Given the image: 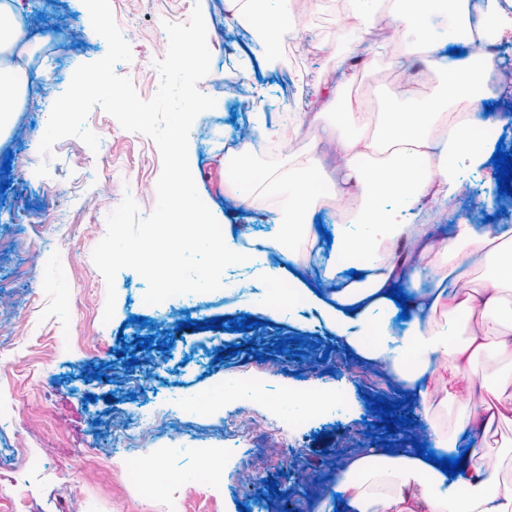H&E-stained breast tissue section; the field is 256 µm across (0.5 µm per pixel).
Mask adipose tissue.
<instances>
[{
	"label": "adipose tissue",
	"instance_id": "ef3b65f1",
	"mask_svg": "<svg viewBox=\"0 0 512 512\" xmlns=\"http://www.w3.org/2000/svg\"><path fill=\"white\" fill-rule=\"evenodd\" d=\"M436 0H398L390 13H380L377 0H362L339 65H346L363 31L379 24L417 27L421 38L417 55L427 72L440 77L435 97L408 100L381 112H348L347 88L354 74H344L336 97L323 105L310 121L314 140L334 144L336 165L326 173L321 159L309 154L289 159L272 169L257 168L249 147L236 153L228 186L236 198H277L282 222L291 242L285 264L269 265L264 252L239 250L232 235L224 237V255L239 264L262 265L266 279L280 285L287 263L301 264L315 239L311 224L320 195H336L342 180L357 182L359 205L349 217L352 230H339L337 250L358 249L365 254L367 277L336 291L334 305L324 307L326 319L337 335L359 355L384 366L407 386L421 378L447 372L448 383L439 391L421 390L422 411L430 415L446 409L459 382L476 405L460 414L455 434L471 437L462 463L463 473L449 477L417 454L396 448L391 453L359 454L345 466L336 486L352 512H512V483L491 467L481 448L497 432L499 421L512 416V226L471 224L457 227L454 242L443 248L428 244L429 225L415 223L422 202L444 203L462 186L458 174L487 166L492 142L479 138L482 123L477 111L500 77L490 54L478 50L451 65L439 50L458 37L460 22L475 21L478 35L490 40L512 31V11L498 0L471 7L469 0H451V13L443 25L431 22ZM238 16L248 17L254 28L275 37L292 36L290 10L281 0L276 11L263 0H240ZM22 27L14 0H0V123L21 106L27 92L24 70L12 61ZM417 234L425 245L419 260L438 279L434 295L419 306L400 339H393L391 319L399 309L388 298L395 266L380 251L383 242ZM480 273L482 285L465 292L446 293L448 274L464 278ZM447 307L456 330L438 332L433 314ZM494 364L492 378H473L478 364Z\"/></svg>",
	"mask_w": 512,
	"mask_h": 512
}]
</instances>
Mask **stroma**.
<instances>
[{
	"label": "stroma",
	"instance_id": "stroma-1",
	"mask_svg": "<svg viewBox=\"0 0 512 512\" xmlns=\"http://www.w3.org/2000/svg\"><path fill=\"white\" fill-rule=\"evenodd\" d=\"M26 39L34 45L25 65L31 87L20 112L0 130V160L11 161L10 171L0 170V291L10 303L0 311V347H8L9 364H0V403L13 389L34 387L37 400L22 414L0 417V512H14L18 493L26 495V512H173L163 492L146 493V476L153 463L184 474L176 490L191 512H239L242 489L236 466L254 462V494L265 493L266 479L277 480L280 491L287 481L278 477L284 460L306 470L297 492L319 489L316 512H344L346 502L337 497L329 479L328 451L354 448L357 432L373 419L367 397H392L394 380L380 364H367L352 354L345 342L331 333L320 309L297 312L275 304L267 325L243 333L223 329H178V321H204L237 317L250 311L252 299L268 290L259 268L228 266L219 290L196 294L193 302L173 299L162 314L144 302L147 283L133 269L125 268L115 279L116 304L110 321L102 310L79 309L78 289L103 276L92 260V251L107 230V216L132 195L142 213L156 205V183L162 170L160 153L149 137L124 130L101 109H93L87 126L99 137V148L90 151L76 137L59 140L53 156L42 159L40 141L50 113L37 99L59 98L69 87L75 70L103 58L106 40L97 34L83 0H21ZM115 21L129 42L132 60L118 63L115 71L128 77L142 99H151L159 86L155 63L168 49L163 22L189 20L200 7L205 25L220 53L215 67L199 82L206 95L223 100L224 109L200 113L194 120L188 148L199 173L197 189L216 220L227 221L237 244L274 233L281 214L276 203L239 204L224 190H210L204 173L225 167L227 149L256 138L251 119L255 110L286 115L287 101L311 100L323 105L336 95V55L346 41L344 29L357 10L356 0H299L290 12L299 31L278 51L283 65L267 73L256 72L259 57L268 48L244 25L225 19L224 0H110ZM374 30H366L355 49L364 58L354 86L355 98L380 111L410 95L431 97L433 79L387 72L373 53ZM304 80L292 83V71ZM46 161L48 174L42 185L30 184L34 162ZM494 166L463 172L465 196L471 208L465 219L482 223L497 216L512 224V205H502L495 190ZM166 340L170 350H140L136 337ZM299 337L312 350L282 363L270 388L250 411L256 427L242 439L225 431L215 414L187 410L174 419L158 416L160 407L175 403L188 392L202 393L217 381L229 385L223 411L233 409L239 395L234 385L260 367L259 360L238 354L217 360L219 349L254 342L257 352L278 339ZM330 353H323V346ZM134 353L137 363L125 366L119 349ZM111 363L112 381L101 384L89 373L100 363ZM322 384L336 387L350 400L341 416L311 422L290 442L268 431L267 415L289 421L287 392ZM144 425L136 450L116 447L113 433L122 427ZM173 439L176 450L158 454V434ZM232 448L236 461L224 464L217 487L202 491L191 475L197 447Z\"/></svg>",
	"mask_w": 512,
	"mask_h": 512
}]
</instances>
